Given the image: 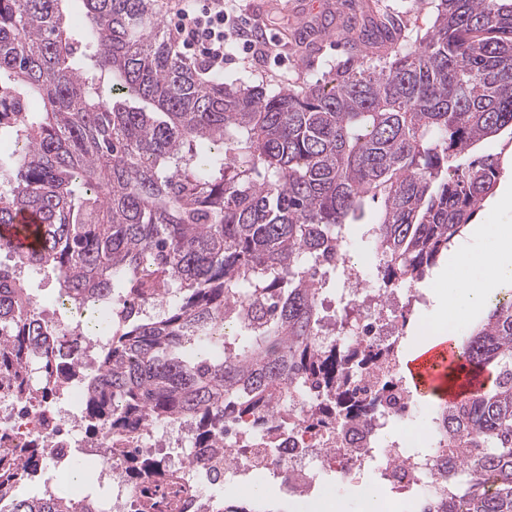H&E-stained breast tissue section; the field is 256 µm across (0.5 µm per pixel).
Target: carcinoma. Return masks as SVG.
I'll use <instances>...</instances> for the list:
<instances>
[{
  "mask_svg": "<svg viewBox=\"0 0 512 512\" xmlns=\"http://www.w3.org/2000/svg\"><path fill=\"white\" fill-rule=\"evenodd\" d=\"M65 2L0 0V81L37 104L13 113L0 226L36 215L40 249L19 258L54 273L64 312L110 324L88 434L106 426L120 452L141 419L190 422L215 448L227 423L271 420L309 377L327 393L320 415L336 416L345 371L320 339L319 297L367 201L377 280L408 287L478 216L500 173L479 148L512 130V0H438L414 42L387 28L273 94L201 80L156 0H82L79 30ZM18 278L0 264V377L26 400L27 362L55 392L76 373L61 340L80 335L43 327ZM117 298L166 307L119 322ZM462 354L492 383L438 407L436 437L464 454L457 493L422 512H512V290ZM47 461L0 447V512H100L95 494L23 495ZM126 465L135 484L176 480L147 457Z\"/></svg>",
  "mask_w": 512,
  "mask_h": 512,
  "instance_id": "obj_1",
  "label": "carcinoma"
}]
</instances>
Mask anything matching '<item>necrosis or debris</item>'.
Listing matches in <instances>:
<instances>
[{"instance_id": "necrosis-or-debris-1", "label": "necrosis or debris", "mask_w": 512, "mask_h": 512, "mask_svg": "<svg viewBox=\"0 0 512 512\" xmlns=\"http://www.w3.org/2000/svg\"><path fill=\"white\" fill-rule=\"evenodd\" d=\"M366 260L345 253L336 274L345 285L344 297L350 315L336 328L337 352L347 355L348 379L344 384L347 434L339 422L313 417L312 407L322 404L321 387L308 383L288 396L291 419L274 447L265 448L256 460L250 442L267 438L265 426L246 419L224 435V445L233 452L225 461L220 478L199 463L194 430L142 421L137 432L138 450L160 460L178 475L177 484H130L123 463L105 459L104 432L88 437L82 408L86 385L73 377L66 390L36 401L20 402L12 384L0 380V443L16 448L37 446L50 449L53 462L71 465L76 458H93L96 468L86 475V484L71 492L72 501L82 500L87 488L107 486L106 512H131L132 501L150 498L153 512H204L206 490L214 482L241 484L256 478L279 480L290 496L318 497L331 487L357 485L360 495L367 487L358 473L374 466L378 480L401 496L403 506L424 495L448 491V451L437 447L413 422L417 403L414 390L402 375L401 355L407 316L404 301L416 298L414 290L390 284L372 286L366 278ZM393 422L401 428L394 438L385 429ZM336 477L325 484L323 474Z\"/></svg>"}]
</instances>
